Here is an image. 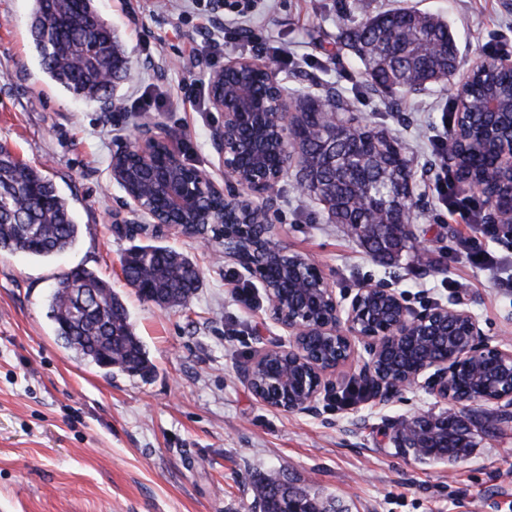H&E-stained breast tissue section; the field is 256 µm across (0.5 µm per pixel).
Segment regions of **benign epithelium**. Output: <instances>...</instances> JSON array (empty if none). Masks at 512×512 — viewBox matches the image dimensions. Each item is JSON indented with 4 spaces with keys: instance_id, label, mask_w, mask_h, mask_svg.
<instances>
[{
    "instance_id": "benign-epithelium-1",
    "label": "benign epithelium",
    "mask_w": 512,
    "mask_h": 512,
    "mask_svg": "<svg viewBox=\"0 0 512 512\" xmlns=\"http://www.w3.org/2000/svg\"><path fill=\"white\" fill-rule=\"evenodd\" d=\"M512 71V57L476 59L466 67V80L454 89L462 103L466 81L476 73L489 76ZM210 103L224 114L212 139L224 166V187L208 171L187 165L148 125L138 127L139 165L112 168V179L126 192L133 216L129 234L153 225L157 233L174 231L209 242V233L224 236V257L235 260L263 285L272 320L286 331L290 347L270 346L240 370L248 389L264 404L288 412H306L338 371L363 347L368 355L360 382H377L395 394L426 378L429 389L446 404L437 417L415 415L396 423L389 433L396 448L427 456L438 435L473 442L476 421L464 415L470 404L492 403L512 414V348L488 341L477 317L461 302L407 307L382 283L369 282L350 299L339 298L323 269L286 247L268 250L274 226L264 230L244 258L233 232L241 217L258 206L253 197L275 200L279 182L301 155L295 134V106L268 62L237 58L227 62L210 84ZM324 121L350 130L358 126L353 112L342 111L332 98L316 101ZM489 121L476 138L493 153L484 179L473 182L493 195L487 224L512 229V112L489 102ZM466 113L448 130V165L457 162V143ZM147 181L143 195L130 185Z\"/></svg>"
}]
</instances>
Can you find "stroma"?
Returning a JSON list of instances; mask_svg holds the SVG:
<instances>
[{"instance_id":"obj_1","label":"stroma","mask_w":512,"mask_h":512,"mask_svg":"<svg viewBox=\"0 0 512 512\" xmlns=\"http://www.w3.org/2000/svg\"><path fill=\"white\" fill-rule=\"evenodd\" d=\"M239 3L256 32L287 49L276 64L283 85L315 99L339 90L360 121L401 140L414 171L413 237L399 256L372 258L298 190L293 169L268 214L275 243L320 265L337 295L380 281L415 309L459 296L486 338L512 337V237L480 221L454 223L434 191L433 140L446 134L449 85L409 92L391 110L337 40L369 14L415 8L448 20L460 58L488 57L512 42V0H96L132 66L111 111L72 98L41 71L32 0H0V144L54 182L81 228L53 258L0 254V512H261L257 482L278 472L348 512H512V424L475 433L470 454L455 462L421 461L386 438L394 421L443 411L427 385L349 404L359 358L312 412L256 398L241 366L289 337L272 321L261 283L225 260L222 238L205 245L159 235L200 270L187 306L159 308L127 285L120 259L131 241L114 221L126 194L112 179V154L134 147L147 122L185 163L223 183L212 144L223 115L210 105L209 82L225 62L251 54L224 32ZM416 248L434 266L414 265ZM474 251L490 265L472 266ZM74 267L95 271L123 298L152 363L147 378L106 373L56 337L50 296ZM240 288L250 300L237 297Z\"/></svg>"}]
</instances>
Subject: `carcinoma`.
I'll list each match as a JSON object with an SVG mask.
<instances>
[{
    "label": "carcinoma",
    "instance_id": "1",
    "mask_svg": "<svg viewBox=\"0 0 512 512\" xmlns=\"http://www.w3.org/2000/svg\"><path fill=\"white\" fill-rule=\"evenodd\" d=\"M29 35L40 66L72 97L112 103L127 79L130 61L118 34L94 0H34ZM345 45L360 59L368 86L405 94L452 78L460 63L455 36L442 17L413 10L369 15L344 32ZM465 111L470 127L483 126L489 78H472ZM303 159L314 198L336 224H373L362 239L374 256H391L406 241L388 222L409 214L411 199L396 195V183L413 176L399 138L383 128L361 125L327 128L317 134L299 127ZM79 224L51 180L0 146V252L52 258L71 248ZM127 285L149 288L151 298L172 306L188 304L200 287L196 264L167 246L135 245L122 259ZM56 336L82 360L130 376L152 371L125 307L112 286L94 271L74 268L57 278L50 299ZM469 444L441 449L434 460L457 461ZM263 512H346L331 496H315L285 479L263 477L257 484Z\"/></svg>",
    "mask_w": 512,
    "mask_h": 512
}]
</instances>
